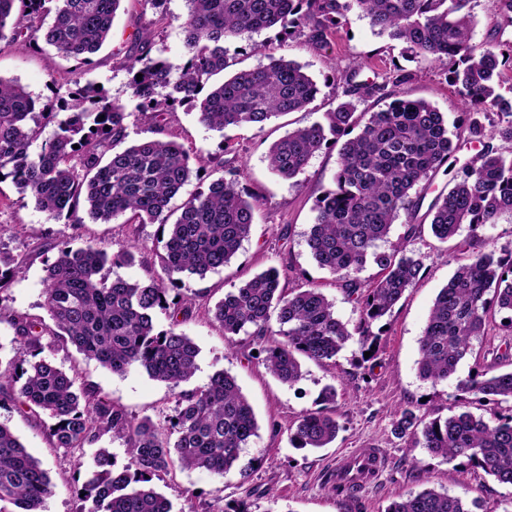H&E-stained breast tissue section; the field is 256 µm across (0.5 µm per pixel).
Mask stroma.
Masks as SVG:
<instances>
[{"label":"stroma","instance_id":"stroma-1","mask_svg":"<svg viewBox=\"0 0 512 512\" xmlns=\"http://www.w3.org/2000/svg\"><path fill=\"white\" fill-rule=\"evenodd\" d=\"M348 2L339 0L345 8L341 24L326 32L323 40L312 39L307 29L290 37L270 29L226 44L228 66L214 76V83L284 56L305 65L318 83L320 92L306 109L273 118L261 129L241 126L221 132L201 124L196 111L184 107L166 117V134L191 153L205 156L228 147L243 168L240 182L251 195L256 215L250 237L230 264L203 278L183 275L177 290L179 297L196 301L191 317L180 325L200 349L198 369L186 382V389L206 385L217 371H228L252 405L259 424L257 436L241 453L239 464L245 467V474L224 477L175 467L154 480V487L179 512H220L240 504L248 512H385L398 496L425 488L476 502L475 512H512L511 485L467 464L451 466L422 448L414 437H401L393 431L397 412L405 408L425 420L444 419L461 410L484 418L494 412L512 413V400L496 404L474 398L463 401L456 387L458 379L489 366L498 372L512 370V330L504 327L502 314L490 317L484 336L475 341L472 354L460 363L456 377L434 384L422 380L416 369L419 338L432 303L453 275L456 259L470 239V229L465 226L448 242L438 241L430 231V207L438 194L453 187L463 166L479 151L478 143H462L453 166L441 167L422 182L412 193L417 207L400 212L392 228L389 239L393 242L407 228H414L412 247L423 261V275L384 318L385 328L373 360L362 362L357 345L351 343L332 361L302 359L304 377L289 386L272 376L257 357L261 343L256 337L242 333L225 340L223 328L209 313L225 293L254 274L275 267L281 272L284 288H321L333 302L337 317L356 323L354 300L334 276L316 264L306 245L315 200L333 185L338 145L323 146L295 182L271 174L267 161L272 142L288 131L321 120L325 112L336 107L350 74L365 81L403 70L410 76L402 86L404 92L428 100L447 116L449 125H456L461 117V98L448 80L447 69L430 59L404 53L402 44L378 34L368 18L349 8ZM471 7L474 44L512 45V18L497 14L492 0H472ZM187 13V0H167L159 15L145 0H122L112 37L92 65L79 66L43 42L26 49L4 46L0 48V77L18 82L44 102L52 96L53 79L74 72L81 83L103 87L112 100L134 110L136 102L128 86L125 60L140 54L145 46L152 57L180 59ZM145 27L150 36L144 43L137 33ZM166 239L160 225L132 224L120 218L109 224L47 220L30 199L18 193L12 181L0 182V248L25 262L23 276L0 292V302L19 315L45 316V263L64 245H90L112 254L132 244L141 256L133 264L118 268V275L129 281L162 277L160 256ZM43 345L44 357L74 376L78 385L96 388L128 413L155 419L172 414V390L145 372L114 374L87 360L72 345L50 336L44 337ZM327 385L338 390L336 419L340 431L336 440L320 450L292 448L290 428L304 411L316 408L318 395ZM0 423L9 426L48 470L54 492L45 502V512H75L72 488L82 475L78 464L90 460L92 448L68 452L54 448L45 418L21 413L7 404L0 405ZM368 448L381 449L385 455L379 482L348 495L336 494L337 461L350 450Z\"/></svg>","mask_w":512,"mask_h":512}]
</instances>
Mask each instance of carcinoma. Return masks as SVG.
I'll list each match as a JSON object with an SVG mask.
<instances>
[{"label": "carcinoma", "instance_id": "1", "mask_svg": "<svg viewBox=\"0 0 512 512\" xmlns=\"http://www.w3.org/2000/svg\"><path fill=\"white\" fill-rule=\"evenodd\" d=\"M121 0H0V42L30 47L37 37L61 55L91 62L110 39ZM378 33L404 44L411 53L445 65L449 81L466 108V140L482 152L463 176L439 194L432 206L433 235L446 242L466 224L475 232L512 216V155L493 145L512 146V98L499 94L496 77L512 62L494 45L472 43V0H352ZM54 4L48 26L42 18ZM184 23L186 54L180 61L149 54L127 61L133 96L129 112L105 90L77 81L65 89L59 110L69 112L58 130L30 152L40 130L55 122L51 108H37L23 86L0 77V175L11 178L47 219L67 224H110L129 213L137 224L167 230L164 276L130 282L102 274L106 265L135 262V247L107 255L92 246L65 247L45 266L44 302L57 331L36 316H11L16 336L8 369L0 371V403L45 416L54 447L74 450L96 444L104 435L124 439L127 459L118 465L110 449L93 453L82 482L74 484L79 512H173V504L151 485L174 466L227 476L241 450L257 435L254 410L235 378L225 371L209 383L175 393L174 415L155 422L129 415L94 388L75 387L69 376L41 356L44 334L61 337L88 360L115 374L140 369L171 389L197 370L199 347L177 329H160L159 310L173 309L186 319L189 301H168L185 273L201 277L228 265L249 238L255 221L250 195L239 181L234 160L192 158L171 139L140 140L121 152L109 147L128 138L129 122L158 120L178 106L198 110L212 130L263 126L273 117L305 109L319 92L305 66L283 56L242 70L220 84L213 76L226 68L224 43L278 27L290 36L310 23L327 30L339 25L338 0H188ZM142 75L137 80L136 75ZM386 84L347 83L346 100L324 121L296 128L274 142L267 159L285 180L305 172L328 141L342 142L333 187L317 198L307 247L317 265L343 283L355 298L360 318L349 328L318 288L286 290L280 272L269 268L227 292L214 308V320L227 340L244 332L266 340L268 371L290 386L303 377L300 358L332 361L352 340L360 352L374 351L380 333L373 326L390 314L423 268L407 231L390 251L379 250L399 212L412 210V191L455 156L448 120L429 101L400 94L386 108L355 117L353 98L384 94ZM497 114L491 129L476 115ZM361 127L359 133L354 128ZM219 177L213 179L211 175ZM210 179L178 208L168 223L171 201L191 179ZM382 277L362 286L359 274L368 260ZM23 274V265L0 250V291ZM509 313L512 324V254L502 256L473 244L463 249L448 283L441 288L419 340L417 368L424 380L454 376L472 354V341L484 334L492 312ZM463 393L495 401L512 399V370L478 371L457 383ZM337 391L325 386L319 408L305 411L289 440L297 449H319L340 430L335 417ZM398 435L421 433L423 447L448 463L464 458L502 484L512 485V414L486 420L460 411L426 421L409 409L393 421ZM53 484L42 462L12 430L0 424V512H44ZM385 512H473L457 497L433 489L409 492Z\"/></svg>", "mask_w": 512, "mask_h": 512}]
</instances>
